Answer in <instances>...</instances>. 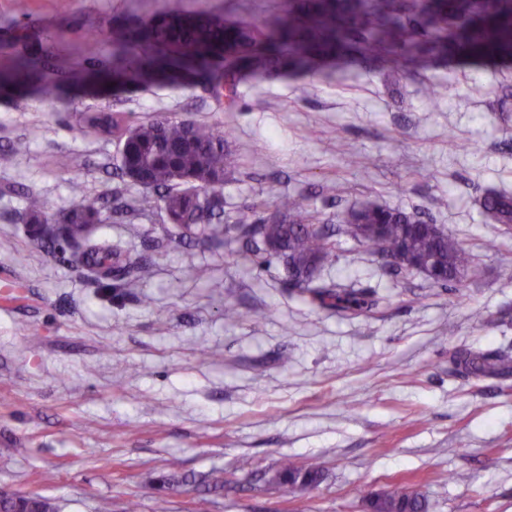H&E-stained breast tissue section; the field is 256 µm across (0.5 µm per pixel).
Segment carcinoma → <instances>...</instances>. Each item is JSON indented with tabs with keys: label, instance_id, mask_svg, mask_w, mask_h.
<instances>
[{
	"label": "carcinoma",
	"instance_id": "obj_1",
	"mask_svg": "<svg viewBox=\"0 0 512 512\" xmlns=\"http://www.w3.org/2000/svg\"><path fill=\"white\" fill-rule=\"evenodd\" d=\"M18 41L30 48L0 71V92L22 95L36 89L53 97L57 83L47 79L51 59L25 31ZM82 55L84 65L61 69V80L72 87L85 86L98 73L117 86L199 78L231 107L243 77L263 80L320 62L323 78L331 82L348 78L340 60H376L394 79L420 58L511 65L512 0H288L281 16L233 22L208 9L188 10L184 0H164L151 21L113 28L111 60L100 58L93 38L85 40ZM114 131L120 133V174L142 189L133 204L90 199L73 179L69 192L74 202L56 216L36 190L8 189L22 198L27 223L44 250L62 255L98 281L130 274L144 278L154 265L151 256L132 259L120 245L93 239V232L109 217L160 208L186 239L210 244L232 238L249 253L281 257L288 280L320 307L348 317H368L377 308L378 300L361 291L319 281L321 269L336 262V230L319 224L300 201L285 199L270 213L264 201L255 199L237 211L232 223H224V178L238 166L224 129L162 115L132 126L110 113L82 118L86 134ZM478 203L488 223L502 225L506 237L512 234V194L486 191ZM340 221L363 225L365 232L353 238L377 255L393 257V268L400 272L432 259L436 275L428 280L433 285L459 288L480 273L459 244L443 231L435 233L417 210L366 204L348 209ZM457 357L472 375L492 369L487 353L462 351ZM320 479L319 468L287 459L270 481L313 486ZM369 504L373 512L426 509L420 496L403 488ZM0 512L58 509L49 498L23 493L1 498Z\"/></svg>",
	"mask_w": 512,
	"mask_h": 512
}]
</instances>
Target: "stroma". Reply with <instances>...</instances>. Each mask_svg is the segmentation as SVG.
Instances as JSON below:
<instances>
[{"mask_svg": "<svg viewBox=\"0 0 512 512\" xmlns=\"http://www.w3.org/2000/svg\"><path fill=\"white\" fill-rule=\"evenodd\" d=\"M286 2L185 6L233 20ZM162 7L0 0V69L19 48L16 26L75 66L86 38L110 55L113 23L147 22ZM350 71L339 84L309 71L244 80L231 109L196 78L0 95V147L28 146L0 166V288L14 291L0 301V491L38 493L62 512H126L132 499L138 512H369V497L402 486L426 512H512V238L485 250L500 227L476 203L488 188L512 193V112L498 101L512 66L438 63L396 85L370 60ZM432 84L442 95H428ZM99 112L230 130L239 166L224 182L225 220L255 198L272 208L298 199L324 222L365 203L419 209L482 276L442 288L392 275L341 225L324 279L381 300L371 317L350 319L289 288L280 258L246 255L234 240L217 250L186 242L157 209L97 231L129 256L152 255V276L99 287L39 248L20 201L3 192L34 187L56 213L72 205L74 178L92 198L139 195L108 175L116 139L81 131L79 118ZM59 153L76 166L55 169ZM331 182L339 195L325 192ZM229 305L239 319L225 317ZM463 349L499 354L504 368L453 373ZM287 457L318 465L320 483H274Z\"/></svg>", "mask_w": 512, "mask_h": 512, "instance_id": "35a3bbf8", "label": "stroma"}]
</instances>
